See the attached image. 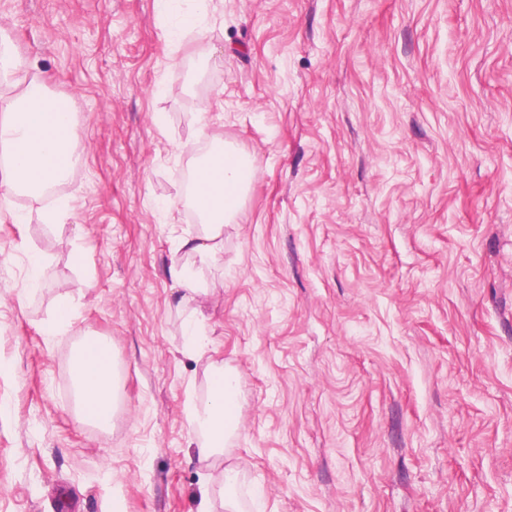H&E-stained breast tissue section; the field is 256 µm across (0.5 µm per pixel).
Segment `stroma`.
Masks as SVG:
<instances>
[{
    "label": "stroma",
    "mask_w": 512,
    "mask_h": 512,
    "mask_svg": "<svg viewBox=\"0 0 512 512\" xmlns=\"http://www.w3.org/2000/svg\"><path fill=\"white\" fill-rule=\"evenodd\" d=\"M192 7L0 0V49L70 99L82 150L53 194L0 197V512H198L205 485L225 512L228 467L242 512H512V0H211L168 41ZM218 139L256 174L190 356L169 227L197 232ZM90 338L104 426L75 398ZM215 363L238 424L202 464ZM198 6L195 12L185 14L179 26L169 29L167 37L170 41H179L188 33L202 32L208 29L209 21V1L198 0ZM76 400L84 418L107 424L114 411V366L110 350L98 341H86L74 366Z\"/></svg>",
    "instance_id": "stroma-1"
}]
</instances>
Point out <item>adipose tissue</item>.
<instances>
[{
  "label": "adipose tissue",
  "instance_id": "adipose-tissue-1",
  "mask_svg": "<svg viewBox=\"0 0 512 512\" xmlns=\"http://www.w3.org/2000/svg\"><path fill=\"white\" fill-rule=\"evenodd\" d=\"M18 96L0 94V152L8 163L0 188L19 192L62 179L80 156L72 112H54L44 83L26 82ZM255 176L248 155L232 145L213 146L194 172L193 199L203 222L195 234H175L179 249L213 266L224 255V227L238 217L246 191ZM76 400L84 418L98 425L112 418L115 403L114 366L107 345L87 341L74 366ZM235 378L223 367L211 368L207 400L192 405L188 422L199 459L223 453L224 436L236 425Z\"/></svg>",
  "mask_w": 512,
  "mask_h": 512
}]
</instances>
